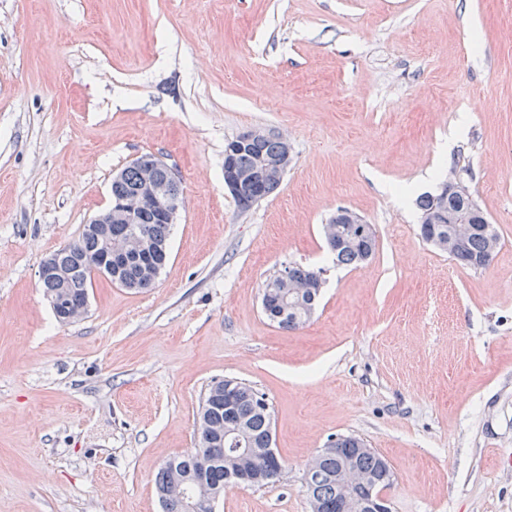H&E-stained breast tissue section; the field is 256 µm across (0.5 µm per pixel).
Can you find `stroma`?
I'll use <instances>...</instances> for the list:
<instances>
[{
	"label": "stroma",
	"mask_w": 512,
	"mask_h": 512,
	"mask_svg": "<svg viewBox=\"0 0 512 512\" xmlns=\"http://www.w3.org/2000/svg\"><path fill=\"white\" fill-rule=\"evenodd\" d=\"M251 130L292 163L243 210L224 148ZM144 154L180 181L167 266L59 323L40 265ZM459 159L500 236L481 269L419 233ZM340 208L363 265L325 245ZM295 263L324 284L288 332L261 299ZM221 379L264 394L283 473L219 512H311L305 464L350 435L392 512H512V0H0V512H162ZM340 210L336 212V216L332 218L330 223L325 224L324 226L327 247L330 252L335 255L336 264L338 265L347 266L363 264L368 261L376 251L377 243L375 233L372 230L371 235H360L367 231L366 226H362L359 229L360 234L355 232L349 240L345 239L344 241L336 242V238L330 239L327 234V228L331 224L336 225V222L339 221L341 215L342 219L339 221V224H350L354 227L356 225L371 226L370 224H363L364 222L362 219L349 210H342L340 212L341 215H339L338 212Z\"/></svg>",
	"instance_id": "obj_1"
}]
</instances>
